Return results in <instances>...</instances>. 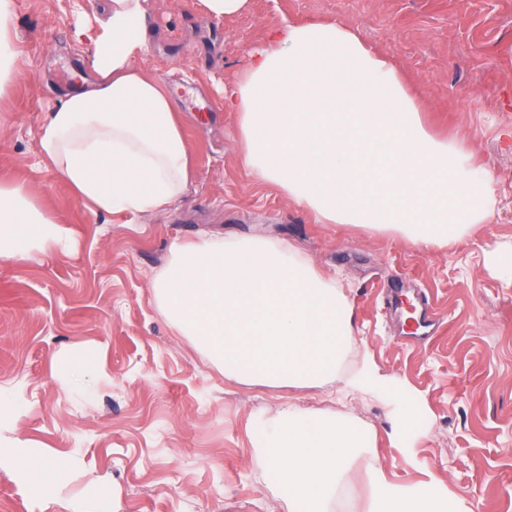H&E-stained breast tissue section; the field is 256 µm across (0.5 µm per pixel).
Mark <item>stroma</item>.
I'll use <instances>...</instances> for the list:
<instances>
[{
    "mask_svg": "<svg viewBox=\"0 0 512 512\" xmlns=\"http://www.w3.org/2000/svg\"><path fill=\"white\" fill-rule=\"evenodd\" d=\"M22 72L0 99V174L24 181L73 232L66 255L0 259V512H285L252 447V420L295 401L330 408L326 390L289 392L224 378L159 313L150 283L177 240L270 236L352 289L359 346L417 404L410 435L394 405L365 396L354 414L379 434L381 462L412 488L437 480L475 512H512V280L490 263L512 246V0H247L233 17L201 0H147L146 65L173 93L197 172L182 199L146 220L97 216L38 164L55 98L91 76L72 42L78 0H17ZM334 23L391 60L441 141L487 165V223L443 248L355 224H318L243 166L238 115L224 109L246 56L272 29ZM424 289L438 313L428 343L403 333L370 280ZM100 350L105 368L65 383L60 355ZM67 460L43 488L42 452Z\"/></svg>",
    "mask_w": 512,
    "mask_h": 512,
    "instance_id": "1",
    "label": "stroma"
}]
</instances>
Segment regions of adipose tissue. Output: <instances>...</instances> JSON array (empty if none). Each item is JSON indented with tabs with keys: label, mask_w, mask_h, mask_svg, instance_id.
I'll return each mask as SVG.
<instances>
[{
	"label": "adipose tissue",
	"mask_w": 512,
	"mask_h": 512,
	"mask_svg": "<svg viewBox=\"0 0 512 512\" xmlns=\"http://www.w3.org/2000/svg\"><path fill=\"white\" fill-rule=\"evenodd\" d=\"M16 0H0V98L20 78ZM146 0H104L73 31L92 50L95 80L55 101L38 134V162L90 213L150 216L184 195L196 170L168 88L142 61ZM239 115L244 165L320 224H358L444 247L489 217L487 171L472 153L425 129L421 101L397 68L333 23L272 30L224 92ZM68 228L26 184L0 176V259L62 254ZM159 312L225 377L270 389L338 384L378 394L414 426L405 389L382 376L355 336L356 300L290 244L266 238L176 242L151 282ZM255 454L286 512H463L436 482L388 479L379 436L345 410L290 404L257 417Z\"/></svg>",
	"instance_id": "obj_1"
}]
</instances>
